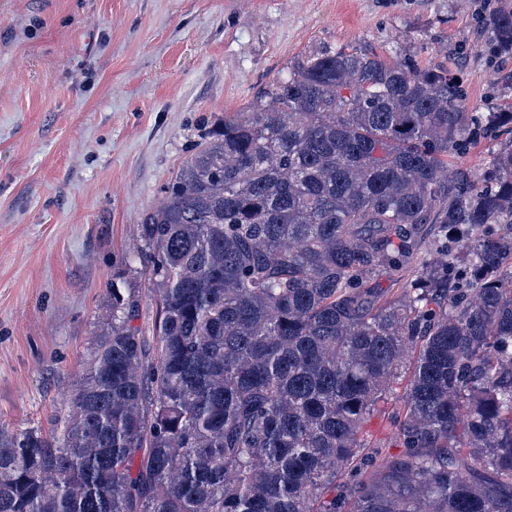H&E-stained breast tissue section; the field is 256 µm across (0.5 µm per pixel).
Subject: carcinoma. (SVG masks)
<instances>
[{"mask_svg":"<svg viewBox=\"0 0 512 512\" xmlns=\"http://www.w3.org/2000/svg\"><path fill=\"white\" fill-rule=\"evenodd\" d=\"M489 25L512 53V7ZM475 123L504 145L456 181ZM140 241L155 341L112 285L50 432L0 431V512H512V102L313 51L210 125ZM406 366L379 460L361 426Z\"/></svg>","mask_w":512,"mask_h":512,"instance_id":"1","label":"carcinoma"}]
</instances>
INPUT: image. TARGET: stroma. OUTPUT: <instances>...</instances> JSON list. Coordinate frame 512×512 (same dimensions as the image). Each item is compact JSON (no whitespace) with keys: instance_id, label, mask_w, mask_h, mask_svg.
<instances>
[{"instance_id":"35a3bbf8","label":"stroma","mask_w":512,"mask_h":512,"mask_svg":"<svg viewBox=\"0 0 512 512\" xmlns=\"http://www.w3.org/2000/svg\"><path fill=\"white\" fill-rule=\"evenodd\" d=\"M502 0H0V429L49 430L83 376L113 287L156 304L128 262L144 215L199 141L294 57L370 48L445 65L466 107L512 101V54L488 56ZM501 147L477 135L451 172L475 179ZM362 434L402 448L389 422Z\"/></svg>"}]
</instances>
